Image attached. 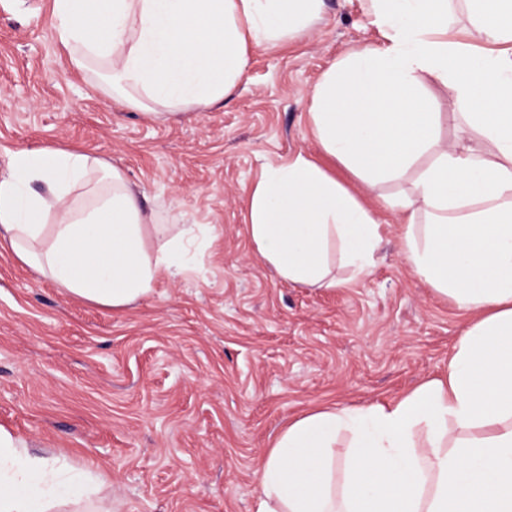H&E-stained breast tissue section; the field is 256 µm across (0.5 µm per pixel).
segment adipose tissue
Returning <instances> with one entry per match:
<instances>
[{
    "instance_id": "adipose-tissue-1",
    "label": "adipose tissue",
    "mask_w": 512,
    "mask_h": 512,
    "mask_svg": "<svg viewBox=\"0 0 512 512\" xmlns=\"http://www.w3.org/2000/svg\"><path fill=\"white\" fill-rule=\"evenodd\" d=\"M369 2L385 42L320 77L311 131L363 183L412 179L411 194L384 200L403 216L400 252L468 321L440 376L387 404L290 421L256 470L255 512H512V53L449 39V0ZM465 2L478 31L512 43V0ZM322 4L53 0L52 15L76 68L103 69L114 100L170 119L222 103L251 47L305 31ZM426 81L455 86L478 143L441 139ZM146 202L117 165L57 146L20 151L0 173V249L73 296L122 309L180 272V244L195 232L182 224L152 245ZM249 220L261 257L311 288L337 284L331 247L359 277L382 241L370 209L301 155L265 171ZM104 484L0 430V512H112Z\"/></svg>"
}]
</instances>
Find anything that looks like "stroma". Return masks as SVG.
Masks as SVG:
<instances>
[{
  "label": "stroma",
  "instance_id": "35a3bbf8",
  "mask_svg": "<svg viewBox=\"0 0 512 512\" xmlns=\"http://www.w3.org/2000/svg\"><path fill=\"white\" fill-rule=\"evenodd\" d=\"M52 0H0V170L54 144L114 163L156 223L198 224L176 277L111 309L67 294L0 253V428L31 452L105 478L114 512H255V470L288 420L321 405L384 403L438 376L466 318L399 251V212L313 138L307 93L350 52L383 41L366 0H324L319 20L252 48L222 105L167 121L117 104L77 69ZM426 92L448 142L471 133L453 87ZM304 155L379 219L371 272L348 288L280 278L249 236L268 166Z\"/></svg>",
  "mask_w": 512,
  "mask_h": 512
}]
</instances>
